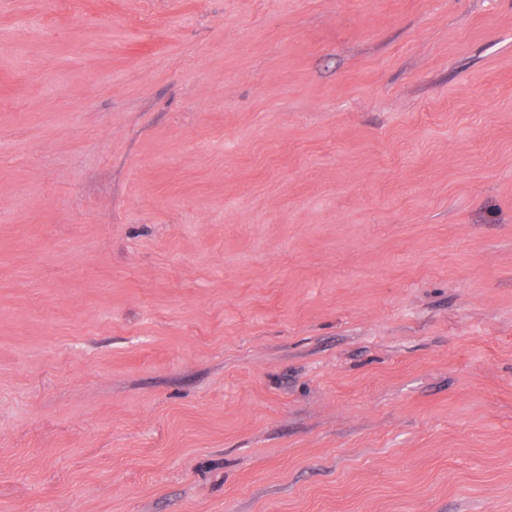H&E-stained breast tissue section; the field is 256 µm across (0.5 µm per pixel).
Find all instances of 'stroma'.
I'll return each mask as SVG.
<instances>
[{
  "label": "stroma",
  "instance_id": "obj_1",
  "mask_svg": "<svg viewBox=\"0 0 512 512\" xmlns=\"http://www.w3.org/2000/svg\"><path fill=\"white\" fill-rule=\"evenodd\" d=\"M0 512H512V0H0Z\"/></svg>",
  "mask_w": 512,
  "mask_h": 512
}]
</instances>
